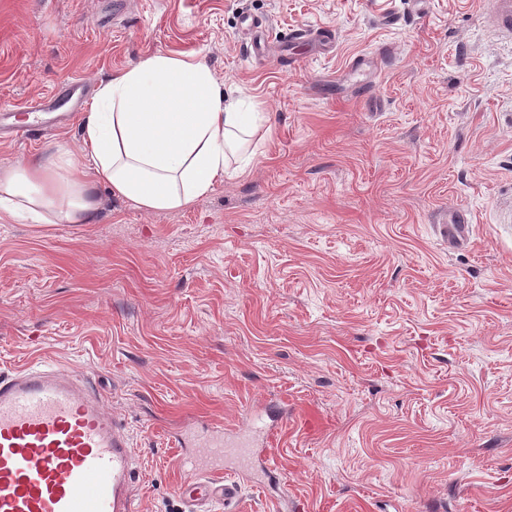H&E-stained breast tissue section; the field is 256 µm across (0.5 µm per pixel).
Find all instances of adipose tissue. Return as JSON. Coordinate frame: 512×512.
<instances>
[{
    "mask_svg": "<svg viewBox=\"0 0 512 512\" xmlns=\"http://www.w3.org/2000/svg\"><path fill=\"white\" fill-rule=\"evenodd\" d=\"M270 131L268 113L225 95L203 58L159 52L99 82L79 152L0 166V220L93 223L102 185L147 211L185 208L244 174Z\"/></svg>",
    "mask_w": 512,
    "mask_h": 512,
    "instance_id": "ef3b65f1",
    "label": "adipose tissue"
}]
</instances>
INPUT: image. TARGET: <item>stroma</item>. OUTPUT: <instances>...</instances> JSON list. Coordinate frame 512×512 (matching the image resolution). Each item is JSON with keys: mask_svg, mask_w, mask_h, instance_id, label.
<instances>
[{"mask_svg": "<svg viewBox=\"0 0 512 512\" xmlns=\"http://www.w3.org/2000/svg\"><path fill=\"white\" fill-rule=\"evenodd\" d=\"M245 13L336 45L247 57ZM158 52L203 57L272 132L184 209L102 187L94 223L0 221V374L97 384L134 512H183L175 437L275 425L279 474L215 512H512V39L485 0H0V124L51 128L0 165L77 149L43 98L91 103ZM292 43H302L308 46L313 44H330L336 41V33L332 30H314L309 27H300L289 36Z\"/></svg>", "mask_w": 512, "mask_h": 512, "instance_id": "stroma-1", "label": "stroma"}]
</instances>
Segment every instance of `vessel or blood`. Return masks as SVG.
<instances>
[{
  "label": "vessel or blood",
  "mask_w": 512,
  "mask_h": 512,
  "mask_svg": "<svg viewBox=\"0 0 512 512\" xmlns=\"http://www.w3.org/2000/svg\"><path fill=\"white\" fill-rule=\"evenodd\" d=\"M492 25L512 38V0H488ZM290 42L334 44L331 30L301 27ZM230 454L215 442L184 454L189 512L236 500L240 478L224 471ZM137 454L87 378L35 362L0 375V512H133Z\"/></svg>",
  "instance_id": "obj_1"
}]
</instances>
